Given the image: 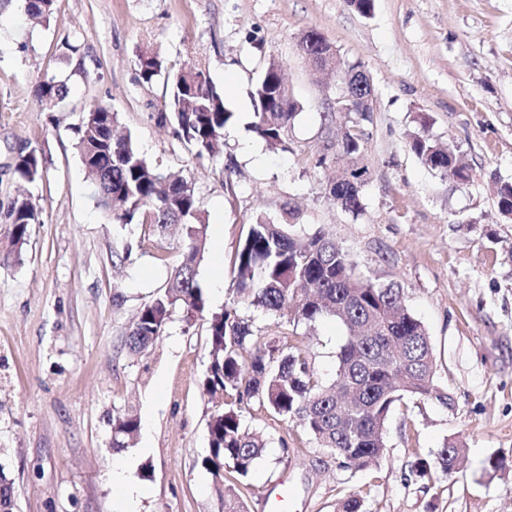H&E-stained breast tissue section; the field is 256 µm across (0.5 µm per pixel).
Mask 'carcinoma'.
Returning a JSON list of instances; mask_svg holds the SVG:
<instances>
[{
    "label": "carcinoma",
    "instance_id": "carcinoma-1",
    "mask_svg": "<svg viewBox=\"0 0 512 512\" xmlns=\"http://www.w3.org/2000/svg\"><path fill=\"white\" fill-rule=\"evenodd\" d=\"M56 0H25L27 14L50 21ZM305 52L319 54L329 42L310 30L300 37ZM140 76L149 83L162 73L155 52L138 56ZM283 65L270 60L250 91L256 117L253 132L272 150L288 148L299 104L283 83ZM171 83V114L161 116L177 126L181 140L195 156L214 158L220 152L224 127L233 113L224 106L218 90L203 67L191 63L167 75ZM41 103L51 108L68 95L65 83L53 77L36 87ZM336 124L340 148L351 163L361 161L363 133L350 113L329 115ZM117 117L103 103L91 104L75 130L76 148L87 178L95 188L98 207L117 224L142 218L164 233L170 226L180 230V263L166 287L140 308L130 326L128 345L142 350L163 332L173 310L180 309L186 321L208 312L206 293L197 281V264L205 249L207 224L201 218L194 186L186 177L164 172L137 149L132 137L116 138L107 124ZM408 146L418 159L443 178L466 180L469 174L458 166L451 148L430 134L427 121L407 134ZM14 172L34 184L43 175L37 149L18 155ZM362 184L344 181L329 189L344 210L362 209ZM502 214L512 216V183L498 190ZM5 219L11 247L0 255V265L20 264L30 236V226L39 223L38 211L27 196L13 198ZM298 213L290 210L282 222L264 218L250 224L234 262V288L224 311L208 318L209 373L204 386L210 395L223 394V403L208 421L209 448L202 465L218 478L223 512H247L242 486L262 458L266 440L241 425V404L252 399L290 422L304 427L318 446L354 472L367 469L387 448L386 424L396 404L406 397L435 399L448 404V395L435 383V358L424 324L407 308L403 289L394 282H381L355 270L348 252L322 230L300 240L294 234ZM253 309L297 326L312 325L324 318L340 321L347 336L337 353L333 382L321 385L314 379L308 357L285 341L283 332L263 334L251 316L240 309ZM139 419L126 414L112 423V448L127 447L137 433ZM461 443L445 441L433 459H419L413 473L420 478L432 470H454L463 463Z\"/></svg>",
    "mask_w": 512,
    "mask_h": 512
}]
</instances>
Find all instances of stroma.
<instances>
[{
	"mask_svg": "<svg viewBox=\"0 0 512 512\" xmlns=\"http://www.w3.org/2000/svg\"><path fill=\"white\" fill-rule=\"evenodd\" d=\"M309 30L361 63L374 88L359 123L368 176L356 215L328 194L344 164L323 127L339 80L301 55ZM0 39V215L27 188L14 172L18 153L35 148L43 159L42 179L27 188L40 221L22 264L0 265V471L13 483L14 512H115L118 460L143 491L139 512H222L202 465L216 405L203 388L207 321L174 310L152 346L130 351L135 314L180 256L155 225L115 224L97 208L73 133L94 101L111 107L147 159L192 180L219 227L197 264L211 311L224 308L215 290H231L250 223L280 222L291 207L306 232L324 229L346 248L358 272L399 283L428 331L449 402L397 406L370 470L340 468L300 426L244 407L243 428L267 442L247 512H270L282 487L290 512H336L354 492L363 512H512V217L496 196L512 183V0H375L368 17L346 0H57L47 24L31 20L23 0H0ZM146 49L165 68L149 83L138 67ZM272 57L300 105L284 151L251 130L249 92ZM188 62L208 70L232 114L215 159L196 157L159 120L169 110L166 73ZM47 74L70 89L50 110L36 95ZM423 118L467 166V181L440 178L411 152L406 135ZM127 244L130 262L115 264ZM345 334L326 318L290 341L328 384ZM130 411L142 425L114 451L112 423ZM449 439L463 444L464 466L416 477L415 461ZM492 457L505 469H491Z\"/></svg>",
	"mask_w": 512,
	"mask_h": 512,
	"instance_id": "obj_1",
	"label": "stroma"
}]
</instances>
